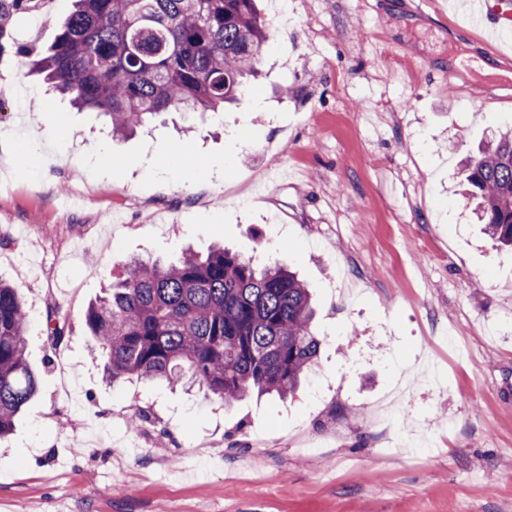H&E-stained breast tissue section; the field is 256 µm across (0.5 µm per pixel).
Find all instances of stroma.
I'll return each instance as SVG.
<instances>
[{
  "label": "stroma",
  "mask_w": 512,
  "mask_h": 512,
  "mask_svg": "<svg viewBox=\"0 0 512 512\" xmlns=\"http://www.w3.org/2000/svg\"><path fill=\"white\" fill-rule=\"evenodd\" d=\"M409 2L288 0L222 119L168 112L124 137L0 54L17 88L0 153L21 151L0 167V278L39 379L0 442V512H512V254L460 165L512 120V52L492 56L453 0ZM72 8L8 26L40 52ZM488 59L498 74L474 69ZM217 243L311 289L323 345L304 386L225 404L106 383L89 303L127 259Z\"/></svg>",
  "instance_id": "stroma-1"
}]
</instances>
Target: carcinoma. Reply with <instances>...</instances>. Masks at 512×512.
I'll return each instance as SVG.
<instances>
[{
    "label": "carcinoma",
    "mask_w": 512,
    "mask_h": 512,
    "mask_svg": "<svg viewBox=\"0 0 512 512\" xmlns=\"http://www.w3.org/2000/svg\"><path fill=\"white\" fill-rule=\"evenodd\" d=\"M76 9L35 66L71 103L123 134L164 112H216L254 75L269 40L255 0H75ZM478 219L498 249L512 251V134L466 159ZM60 311L48 313L54 344ZM311 296L284 267H259L217 247L170 264H124L112 293L85 322L109 383L136 376L172 388L196 383L231 403L251 393L284 398L314 365ZM28 311L0 281V439L36 392Z\"/></svg>",
    "instance_id": "carcinoma-1"
}]
</instances>
